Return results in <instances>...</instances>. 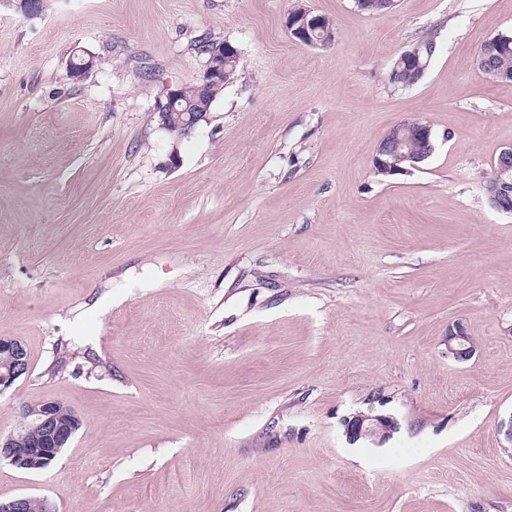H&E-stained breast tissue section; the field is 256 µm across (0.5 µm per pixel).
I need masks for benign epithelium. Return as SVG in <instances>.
Here are the masks:
<instances>
[{
  "instance_id": "1",
  "label": "benign epithelium",
  "mask_w": 512,
  "mask_h": 512,
  "mask_svg": "<svg viewBox=\"0 0 512 512\" xmlns=\"http://www.w3.org/2000/svg\"><path fill=\"white\" fill-rule=\"evenodd\" d=\"M285 27L290 35L304 44L315 46L334 40L333 27L324 16L311 10L301 8L299 19H286ZM238 49L231 43H224L223 49L207 53L204 62L202 81L206 84L217 81L224 75V65L237 59ZM200 113L189 112L187 117L179 118V122L166 130L178 137H183L194 129ZM409 130L415 132L422 140L430 141L432 129L430 125L418 120H407L395 125L379 142L373 157L375 173L397 174L404 171L400 163L407 162L410 166L424 160L426 155L415 154L404 150L399 137L400 132ZM499 176L494 183L486 188V194L491 205L504 213L512 214L503 200L505 187H512V146L503 149L498 157ZM448 353L458 361L469 360L474 353V346L469 341L463 325L455 323L448 330ZM30 368L29 356L25 345L11 337H0V393L9 389L18 379L28 373ZM62 406L58 402H44L38 405H23L20 407L21 425L30 424L42 433L43 442L49 447L41 450L19 448V432L7 436L0 435V459L20 470L38 471L46 466L62 452L75 432L80 428L81 420L74 410L61 413ZM347 433L358 438L362 435H372L380 430L389 433L396 429V423L391 418H378L372 423L369 418L357 415L346 424Z\"/></svg>"
}]
</instances>
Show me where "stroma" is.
Wrapping results in <instances>:
<instances>
[{"mask_svg":"<svg viewBox=\"0 0 512 512\" xmlns=\"http://www.w3.org/2000/svg\"><path fill=\"white\" fill-rule=\"evenodd\" d=\"M326 16L311 47L284 21ZM512 0H0V393L81 427L55 464L0 461V498L53 512H512V215L483 185L512 81L481 42ZM422 80L389 82L422 37ZM237 75L191 133L161 128L201 42ZM93 58L84 77L72 55ZM431 156L377 176L396 124ZM461 323L476 352L448 353ZM396 430L350 440L355 415ZM409 130L414 131L416 136L425 142L415 141V144L425 149L427 155L415 154L409 151H404L399 134L401 131ZM432 129L430 125L418 120H407L395 125L379 142L375 155L373 157V168L376 174L387 173L397 174L401 173L405 168L399 166V163L408 162L411 167H414L417 162L423 161L426 157H430L433 152V147L427 146L430 142ZM430 152V153H429ZM387 157V158H385ZM388 158H392L389 161ZM426 159V160H427ZM29 356L25 345L15 338L0 337V393L28 373Z\"/></svg>","mask_w":512,"mask_h":512,"instance_id":"1","label":"stroma"}]
</instances>
